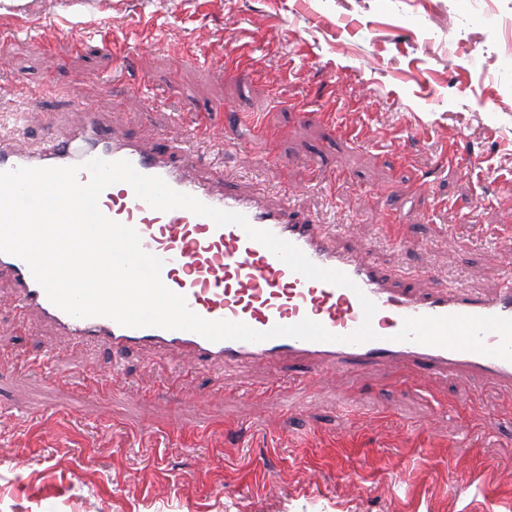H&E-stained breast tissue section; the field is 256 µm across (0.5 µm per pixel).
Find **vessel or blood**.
Wrapping results in <instances>:
<instances>
[{"label": "vessel or blood", "mask_w": 512, "mask_h": 512, "mask_svg": "<svg viewBox=\"0 0 512 512\" xmlns=\"http://www.w3.org/2000/svg\"><path fill=\"white\" fill-rule=\"evenodd\" d=\"M26 125V119L16 120L14 142L0 146V171L76 165L78 180L85 183L90 173L83 170V163L95 158L125 159L140 173L162 177L173 189L209 206L244 214L254 227L293 243L316 265L345 273L354 286L348 289L307 279L249 239L240 227L219 228L211 219L185 209L156 211L137 199L129 185L118 183L103 191L100 210L137 230L144 250L164 261V285L185 296L191 311L208 320L242 322L258 331L293 325L308 317L339 335V342L281 336L257 343H212L189 331L126 328L105 317L75 318L49 301L23 260L0 253V271L12 281L18 317L38 312L73 344L105 347L116 361L136 347L153 348L163 360L181 352L185 370L195 373L217 364L236 370L305 362L323 373L385 363L443 377L463 371L475 380L512 385L511 273L498 272L502 285L492 296L461 286H439L427 293L390 287L370 254L337 250L321 220L294 211L289 199L268 207L259 202L257 191L219 188L213 178L198 174L193 147L213 136L208 124L163 137L148 152L136 141L108 131L91 114L70 139L47 137L42 152L35 156L24 149ZM363 295L376 306L372 328L378 338L345 342V335L363 320L359 301ZM35 366L47 369L58 381L70 377L64 357L55 352L46 353Z\"/></svg>", "instance_id": "b4317fda"}]
</instances>
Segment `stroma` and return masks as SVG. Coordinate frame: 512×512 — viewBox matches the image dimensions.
I'll list each match as a JSON object with an SVG mask.
<instances>
[{
	"label": "stroma",
	"mask_w": 512,
	"mask_h": 512,
	"mask_svg": "<svg viewBox=\"0 0 512 512\" xmlns=\"http://www.w3.org/2000/svg\"><path fill=\"white\" fill-rule=\"evenodd\" d=\"M510 17L512 0H0V143L23 112L33 155L91 106L147 149L206 116L196 151L222 182L267 205L291 190L391 287L490 296L512 268ZM229 54L250 76H225ZM230 110L262 114L270 166L246 168L258 146L227 133ZM12 298L0 274V352H61L101 387L0 368V512H512V386L376 365L310 376L281 410L237 394L309 375L284 364L174 392L151 349L112 374Z\"/></svg>",
	"instance_id": "1"
}]
</instances>
